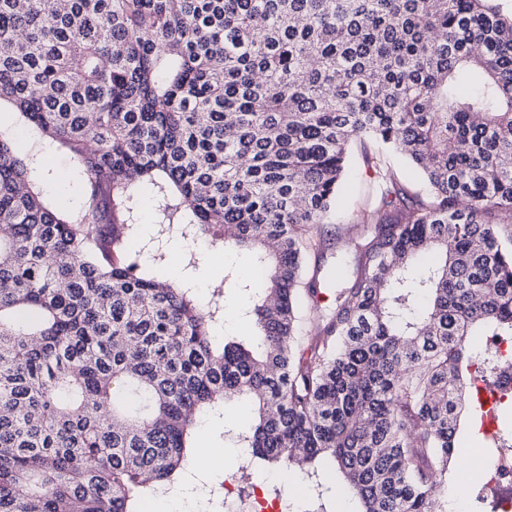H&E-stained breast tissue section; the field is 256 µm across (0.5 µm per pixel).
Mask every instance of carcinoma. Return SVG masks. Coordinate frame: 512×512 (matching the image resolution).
<instances>
[{"mask_svg": "<svg viewBox=\"0 0 512 512\" xmlns=\"http://www.w3.org/2000/svg\"><path fill=\"white\" fill-rule=\"evenodd\" d=\"M87 175L50 205L0 131V512H138L181 482L196 416L250 399L252 473L327 512H448L471 367L512 337V14L496 0H0V102ZM379 202L354 264L314 266L352 143ZM404 156L426 190L402 183ZM251 258L219 308L147 278L144 196ZM274 241L277 248L266 250ZM318 334L299 344L301 307Z\"/></svg>", "mask_w": 512, "mask_h": 512, "instance_id": "cac0c4a2", "label": "carcinoma"}]
</instances>
